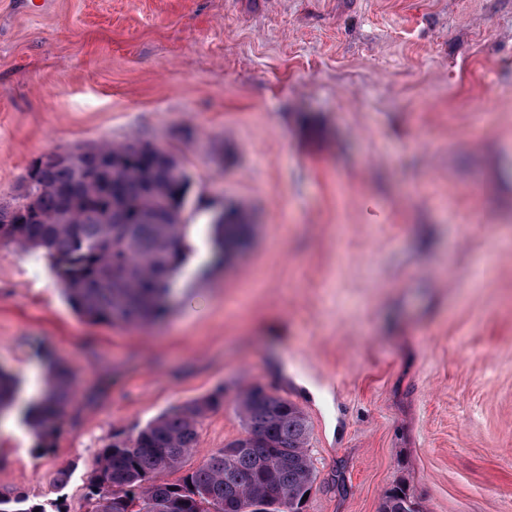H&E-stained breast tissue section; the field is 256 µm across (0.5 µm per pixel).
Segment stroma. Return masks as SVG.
<instances>
[{"label":"stroma","mask_w":512,"mask_h":512,"mask_svg":"<svg viewBox=\"0 0 512 512\" xmlns=\"http://www.w3.org/2000/svg\"><path fill=\"white\" fill-rule=\"evenodd\" d=\"M0 0V208L33 161L139 142L191 181L184 268L141 327L80 316L0 240V366L72 379L47 443L0 420V497L88 512L100 448L223 391L184 471L243 437L253 385L309 426L304 512H512V0ZM69 475L59 483L60 472ZM250 220L245 211L231 207L212 220L210 246L216 258L224 259L233 250L245 245L249 237Z\"/></svg>","instance_id":"35a3bbf8"}]
</instances>
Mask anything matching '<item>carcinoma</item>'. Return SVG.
<instances>
[{
    "instance_id": "carcinoma-1",
    "label": "carcinoma",
    "mask_w": 512,
    "mask_h": 512,
    "mask_svg": "<svg viewBox=\"0 0 512 512\" xmlns=\"http://www.w3.org/2000/svg\"><path fill=\"white\" fill-rule=\"evenodd\" d=\"M188 178L171 154L146 144L76 147L65 160L32 164L25 202L0 209V238L50 259L57 281L83 317L143 325L166 314L191 225L185 223ZM250 220L231 207L212 220L210 246L222 259L248 241ZM70 376L53 370L42 398L20 421L46 433L69 400ZM20 380L0 367V418L16 406ZM224 405V391L165 414L98 454L87 484L89 512H303L315 474L307 452L308 422L288 399L246 389L238 409L246 436L205 458L177 482L158 476L177 469L197 445L198 425ZM288 510H283V507ZM0 512H61L55 504L0 498ZM380 512H418L396 489Z\"/></svg>"
}]
</instances>
